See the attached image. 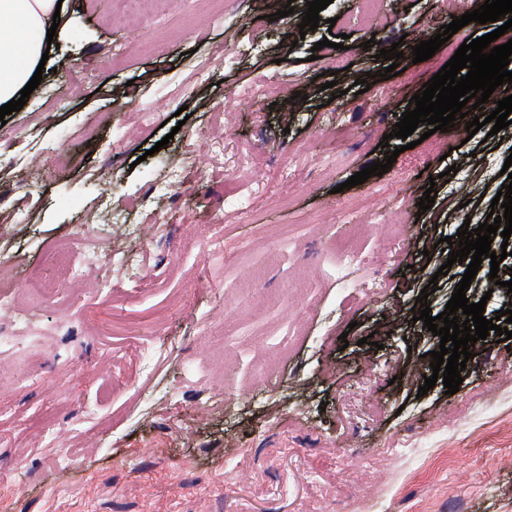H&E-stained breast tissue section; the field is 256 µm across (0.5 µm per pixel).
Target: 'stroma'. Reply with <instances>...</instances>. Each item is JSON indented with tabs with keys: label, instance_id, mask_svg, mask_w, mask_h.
<instances>
[{
	"label": "stroma",
	"instance_id": "obj_1",
	"mask_svg": "<svg viewBox=\"0 0 512 512\" xmlns=\"http://www.w3.org/2000/svg\"><path fill=\"white\" fill-rule=\"evenodd\" d=\"M379 4L385 27L332 0L303 33L306 0H176L130 31L113 0H63L42 81L0 126V294L46 333L0 360V512H512V339L477 340L455 394L405 376L431 375L440 342L416 314L442 313L467 269L440 274L438 240L504 213L512 125L461 146L424 123L415 148L391 135L449 48L496 25L417 63L413 46L482 0ZM330 33L348 36L347 71L312 57ZM394 44L397 75L355 93ZM247 84L259 106L237 97ZM390 147L387 173L346 187ZM86 237L99 262L63 277L48 253ZM345 238L361 266L338 267ZM490 269L466 293L489 320L512 310ZM299 278L294 312L255 305ZM148 337L159 352L138 351Z\"/></svg>",
	"mask_w": 512,
	"mask_h": 512
}]
</instances>
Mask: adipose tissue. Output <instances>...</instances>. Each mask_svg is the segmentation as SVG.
Segmentation results:
<instances>
[{
  "instance_id": "1",
  "label": "adipose tissue",
  "mask_w": 512,
  "mask_h": 512,
  "mask_svg": "<svg viewBox=\"0 0 512 512\" xmlns=\"http://www.w3.org/2000/svg\"><path fill=\"white\" fill-rule=\"evenodd\" d=\"M58 0H0V105L19 99L44 52Z\"/></svg>"
}]
</instances>
